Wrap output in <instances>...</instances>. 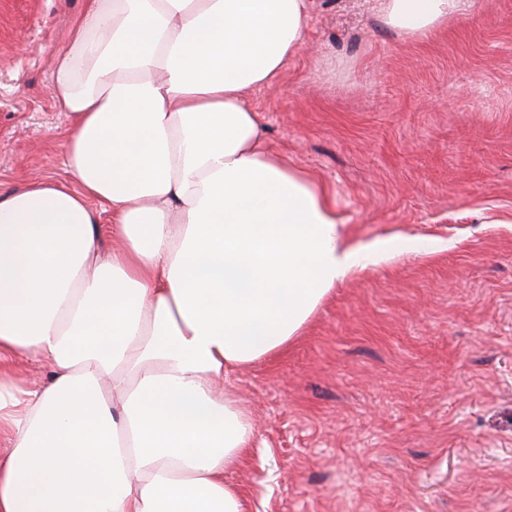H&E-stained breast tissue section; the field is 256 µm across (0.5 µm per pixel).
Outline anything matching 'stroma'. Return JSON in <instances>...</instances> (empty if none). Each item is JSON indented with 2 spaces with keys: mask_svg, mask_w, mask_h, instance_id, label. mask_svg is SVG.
<instances>
[{
  "mask_svg": "<svg viewBox=\"0 0 512 512\" xmlns=\"http://www.w3.org/2000/svg\"><path fill=\"white\" fill-rule=\"evenodd\" d=\"M84 7L0 0V192L73 181L49 85ZM246 101L349 236L419 250L231 374L255 429L226 475L244 512H512V0L420 42L374 0H312L302 46Z\"/></svg>",
  "mask_w": 512,
  "mask_h": 512,
  "instance_id": "35a3bbf8",
  "label": "stroma"
}]
</instances>
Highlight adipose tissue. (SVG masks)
Here are the masks:
<instances>
[{"mask_svg":"<svg viewBox=\"0 0 512 512\" xmlns=\"http://www.w3.org/2000/svg\"><path fill=\"white\" fill-rule=\"evenodd\" d=\"M421 39L471 0H376ZM310 0H86L50 94L77 187L0 194V512H242L224 479L254 425L216 382L287 348L324 298L392 260L344 236L322 185L268 150L249 90ZM120 248L102 252V235ZM3 370L2 380L20 387L46 380L49 375L48 368L34 358H13L8 365H3Z\"/></svg>","mask_w":512,"mask_h":512,"instance_id":"obj_1","label":"adipose tissue"}]
</instances>
